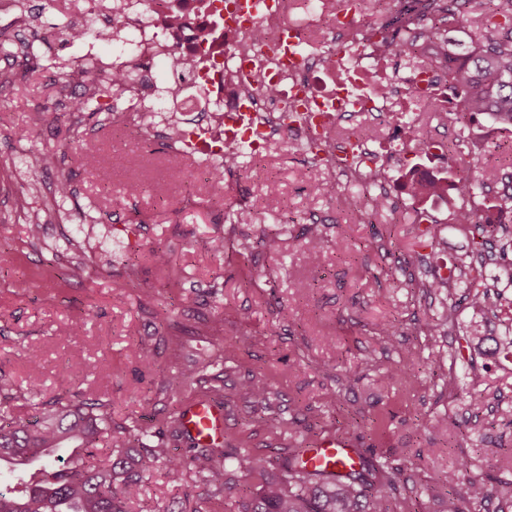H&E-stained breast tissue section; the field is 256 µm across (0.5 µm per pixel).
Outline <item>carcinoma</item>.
<instances>
[{
	"instance_id": "obj_1",
	"label": "carcinoma",
	"mask_w": 512,
	"mask_h": 512,
	"mask_svg": "<svg viewBox=\"0 0 512 512\" xmlns=\"http://www.w3.org/2000/svg\"><path fill=\"white\" fill-rule=\"evenodd\" d=\"M470 0H421L420 8L402 17L403 32L414 28L434 49L435 56L452 66L448 81V100H457L467 117L483 114L503 128L512 127V0H489L493 33L476 43L466 38L450 40L442 25L463 24ZM62 31L75 42L93 38L110 41L114 30H95L84 24L67 22ZM368 39L376 50L391 53H412L416 41L398 40L386 29H373ZM72 72L84 76L81 96L70 103V111L94 115L103 110L99 99H120L133 87L127 66L107 69L91 62L75 61ZM306 150L320 165L332 164L331 152L324 141H311ZM460 181L465 191L481 192L483 182L475 175L476 167L462 154L456 158ZM443 191L438 182L420 183L410 187L408 194L416 197L438 196ZM51 216L45 208L31 215L28 238L39 239L40 226ZM455 223L473 228L472 253L481 257L490 244L494 227L490 218L473 210L456 216ZM472 280L468 293L470 305L481 312H493L502 301V294L490 286L478 284L483 270ZM459 346L447 355L433 353L428 365L436 368L464 361ZM206 368L185 369L162 378L156 394L175 395L187 390L224 404L221 390L206 386ZM28 395L33 418L14 413L11 402ZM238 395L253 404L254 410L267 415L269 425L286 430L277 418L271 397L273 389L263 373H252L239 387ZM38 390L22 386L13 378L0 375V465L16 469L38 465L31 474L25 493L15 494L12 488H0V512H128L129 505L145 492L146 473L154 463H161L173 482L192 478L201 489L199 500L207 504L232 493L236 484L228 478L227 464L249 458L246 449L226 453L223 444L190 448L187 456H178L169 448L170 442L185 438L180 417L168 415L153 430L135 420L130 425L112 430L110 400L81 393L69 394L64 389L47 402L37 400ZM249 474L256 492L243 496L240 512H392L400 491L407 482L405 469L381 456L361 455L357 469L344 474L310 470L302 461L300 449L280 457L273 464L257 461ZM448 512H484L491 494L486 480L468 475V465L448 476Z\"/></svg>"
}]
</instances>
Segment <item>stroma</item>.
Returning a JSON list of instances; mask_svg holds the SVG:
<instances>
[{
  "label": "stroma",
  "instance_id": "obj_1",
  "mask_svg": "<svg viewBox=\"0 0 512 512\" xmlns=\"http://www.w3.org/2000/svg\"><path fill=\"white\" fill-rule=\"evenodd\" d=\"M36 15L29 35L35 56L19 65L0 55V70H16L21 79L0 87V249L13 254L10 269L0 271V372L36 385L42 399L61 391L58 373L71 368V391L101 395L112 402L114 424L180 412L190 393L166 398L146 392L145 381L208 365L228 341L243 336L245 348L225 359L224 446L245 443L251 460H272L295 447L294 434L272 432L237 396L251 372L270 375L278 393V414L292 422L307 443L329 435H348L394 464H406L402 492L416 512H448V474L460 462L493 477L489 512H512V356L490 353L493 342L509 343L512 288L502 308L473 310L456 293L451 333L437 337V348L452 351L479 328L483 341L465 349L467 374L461 385L476 384L494 398L472 414L452 397L447 368L427 370V382L387 384L408 348L425 347L419 323L437 315L443 289L425 294L412 280L440 277L442 261L464 260L472 234L454 224L463 200L459 176L447 155L431 149L434 141L453 142L475 155L484 183L483 210L501 204L512 179V131L486 116L460 124L455 104L416 99L412 117L418 142L393 141L398 120L375 121L361 112L338 122L337 136L358 131L384 159L390 198L384 207L362 216L349 202L363 193L361 182L316 165L289 135L275 136L257 165L213 185L206 177L184 178L185 170L207 165L205 156L179 157L165 139L134 138L112 125L102 112L80 120L69 111L73 85L60 78L58 65L90 53L89 44L68 41L65 18L99 28L102 16L89 12L86 0H28ZM45 119L32 126L36 110ZM32 136L18 142V130ZM98 154L97 168L82 166L80 153ZM52 153L55 166L30 168L27 159ZM429 170L446 186L441 195L413 199L402 191L409 170ZM72 177L73 195L54 203L61 174ZM331 180L330 195L314 192ZM53 204V216L38 241H29L18 206ZM430 229L429 245L419 232ZM279 233L278 251L257 243ZM223 238L224 255L209 244ZM256 247L251 276H243L238 252ZM170 249L172 262L160 267L153 247ZM320 253V262L310 260ZM286 318H279V311ZM86 324L73 333L70 324ZM396 321L399 333L386 340L380 330ZM156 347L154 368L141 364L140 344ZM38 347L42 361L31 368L26 346ZM350 375L348 385L339 378ZM335 392V407L323 397ZM361 410L381 417L379 426L350 423ZM197 489L170 481L153 466L142 500L131 512H194Z\"/></svg>",
  "mask_w": 512,
  "mask_h": 512
}]
</instances>
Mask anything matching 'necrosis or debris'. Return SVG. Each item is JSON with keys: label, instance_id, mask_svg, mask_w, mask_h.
Returning <instances> with one entry per match:
<instances>
[{"label": "necrosis or debris", "instance_id": "1", "mask_svg": "<svg viewBox=\"0 0 512 512\" xmlns=\"http://www.w3.org/2000/svg\"><path fill=\"white\" fill-rule=\"evenodd\" d=\"M308 23L326 29L319 45L300 36L302 68L286 67L275 42L255 43L258 27L281 28L284 12L259 10L253 21L231 25L224 14L231 0H126L112 43L122 56L138 67L139 81L129 93L115 124L146 134L157 130L152 118L164 99L156 86L163 74L175 87H190L182 100L187 117L173 142L182 155H195L199 143L211 147L209 157L218 162L228 147L239 157L260 159L274 135L293 133L296 139L315 140L320 130H332L341 113L339 99L363 104L368 112L392 111L400 94L392 77H378L379 55L364 40L351 36L350 28L332 34L329 17L317 0H307ZM192 64L175 70L172 55ZM243 117L248 137L227 139L225 122Z\"/></svg>", "mask_w": 512, "mask_h": 512}]
</instances>
